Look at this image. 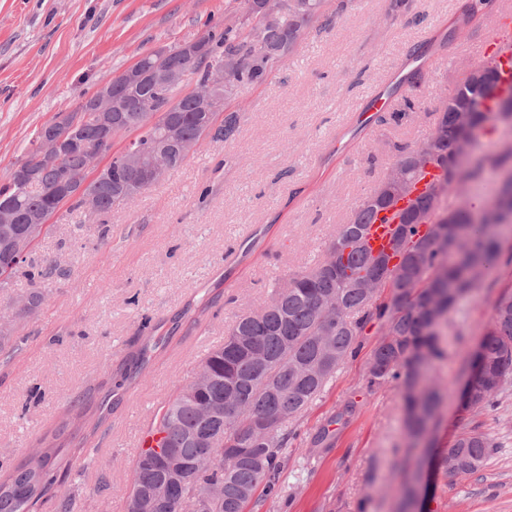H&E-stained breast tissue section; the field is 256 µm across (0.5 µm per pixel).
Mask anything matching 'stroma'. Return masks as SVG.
<instances>
[{
	"label": "stroma",
	"instance_id": "stroma-1",
	"mask_svg": "<svg viewBox=\"0 0 512 512\" xmlns=\"http://www.w3.org/2000/svg\"><path fill=\"white\" fill-rule=\"evenodd\" d=\"M466 0H412L395 14L389 0H326L324 15L267 80L227 104L238 113L229 141L205 140L198 153L105 227L61 206L29 256L43 275L23 273L0 289V304L31 289L45 301L16 323L17 348L0 355V474L28 462L55 433L70 461L63 485L72 512H124L143 409L170 399L201 360L223 344L238 316L255 309L276 282L320 260L336 227L390 170L393 143L417 144L435 124L465 63H482L492 16L477 9L450 52L432 55L408 88L414 120L357 126V113L384 90L409 45L437 37ZM240 0H0V184L21 163L45 122L72 111L100 77L119 73L158 46L223 28ZM258 236L246 259L232 252ZM512 293V233L500 238L495 271L448 320L434 368L445 396L426 445L450 446L462 427L491 431L498 448L476 473L422 471L426 512H512V384L496 410L473 415L458 390L470 355L501 294ZM210 309L197 316L202 303ZM383 329L368 326L357 356L341 365L298 422L280 491L247 512H396L400 462L409 454L398 389L367 390L366 367ZM151 336L164 345L134 357ZM352 415H345V408ZM100 428L78 427L83 411ZM329 428L328 446L313 444Z\"/></svg>",
	"mask_w": 512,
	"mask_h": 512
}]
</instances>
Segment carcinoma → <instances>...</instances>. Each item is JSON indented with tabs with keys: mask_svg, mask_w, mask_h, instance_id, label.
Listing matches in <instances>:
<instances>
[{
	"mask_svg": "<svg viewBox=\"0 0 512 512\" xmlns=\"http://www.w3.org/2000/svg\"><path fill=\"white\" fill-rule=\"evenodd\" d=\"M241 2L240 15L223 32L210 29L200 35L211 45L209 56L188 57L177 44L168 47L163 59L152 51L136 62L144 79L135 92V112L141 114L135 125L114 123L111 139H106L89 98L54 119L66 125L69 139L94 145L104 154L127 133L135 134L136 142L147 149L171 121L177 122L184 138L199 143L234 138L239 115L224 112V103L236 93L223 91L214 95L210 106L197 105L208 68L225 56L234 57L240 65L238 87L264 83L294 52L304 30L322 16L325 0H299L300 8L292 0H278L280 22L262 29L259 38L253 30L260 24V0ZM454 38L455 30H448L437 46L413 44L407 56L422 60L436 47L449 49ZM158 63L184 67L195 89L186 93L183 85L158 83L153 73ZM458 106L471 111L474 137L492 113L512 124V98L487 94L465 76L453 100L438 109L436 126L443 136L437 152L419 159L415 147L397 145L396 162L404 166L412 185L427 164L441 169L437 181L450 186L464 179L480 181L488 166L502 170L505 177L496 193L500 202L485 198L476 208L457 210L449 196L434 200V185H428L420 198L397 211L394 237L403 239L406 253H385L378 264L364 247L363 234L375 216L393 209L389 187L381 180L348 222L338 226L321 261L272 286L267 300L241 316L224 344L208 352L197 370L206 375L203 385L193 379L168 401L155 426V446L141 451L133 464L126 512H137L132 504L138 501L153 502L150 512H245L258 489L266 496L277 492L298 419L337 368L356 355L357 339L371 322L383 325L384 333L368 362L366 387L400 388L410 449L418 459L425 458L423 442L442 396L441 386L430 381L429 374L442 356L448 316L477 281L493 272L499 256L498 227L512 223V145L490 160L462 166L455 149L462 131L453 120ZM418 110L415 101L405 98L390 117L376 113L375 122L400 123ZM41 133L35 132L19 164L33 172L34 179L21 184L14 171L8 183L0 185V206L19 215L17 224H0V288L7 287V280L25 264L15 261L6 242L20 232L29 211L42 210L48 217L67 202L82 209L84 196L94 193L100 204L86 217L102 224L113 208L127 204L124 195L131 176L119 168V155H113L106 174L90 180L84 152L69 143L58 164H46L40 157ZM65 176L72 179L71 195L47 199L46 190ZM29 298L30 311L17 313L7 305L0 308V320L13 325L44 302L37 290ZM471 368L462 405L479 414L497 405L512 380V294L497 300L483 339L471 354ZM56 440L43 439L37 458L0 478V512H38L55 496L66 477L60 472L61 445ZM495 448L492 433L465 428L442 453L443 473L452 478L473 474ZM170 454L181 462L175 483L162 467L163 457ZM417 476H405L397 512H412Z\"/></svg>",
	"mask_w": 512,
	"mask_h": 512,
	"instance_id": "carcinoma-1",
	"label": "carcinoma"
}]
</instances>
